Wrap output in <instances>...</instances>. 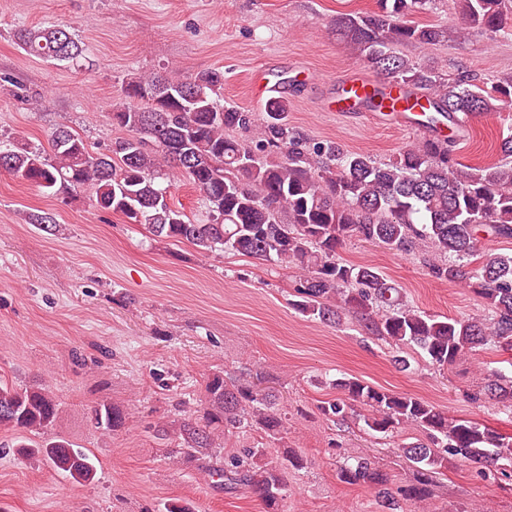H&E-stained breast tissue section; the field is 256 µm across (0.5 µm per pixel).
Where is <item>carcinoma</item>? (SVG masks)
Here are the masks:
<instances>
[{
    "mask_svg": "<svg viewBox=\"0 0 512 512\" xmlns=\"http://www.w3.org/2000/svg\"><path fill=\"white\" fill-rule=\"evenodd\" d=\"M432 0H377V10L336 18V32L354 54L379 75V84L396 83L433 97L425 125L438 128L456 117H486L512 105V77L486 88L476 77L452 78L429 57L409 59L398 47L438 45L448 29L418 25L408 16L427 10ZM465 29L497 32L509 14L505 0H455ZM18 45L41 59L80 66V42L60 27L23 28ZM224 72L195 75L154 73L130 78L126 100L110 113L112 125L127 136L106 151H94L66 127L50 135L51 153L23 139L0 140V171L20 177L48 195L87 191L100 209L121 214L155 236L187 241L199 250L232 251L261 261H276L302 271L288 305L322 322L338 324L356 313L367 328L395 347L394 363L409 368L404 349L417 347L444 367L468 351L492 345L512 355V254L491 256L472 265L479 235L512 238V128L499 143L503 159L483 166L455 158L456 139L427 138L378 164L364 153L329 142H312L288 126L287 104H265L256 136L238 139L234 129H252V113L218 105ZM187 178L204 196L208 220L196 224L170 203L171 178ZM359 238L387 250L422 255L429 274L460 283L482 298L489 318H448L406 304L398 287L377 267L343 262L336 250ZM344 397L320 406L322 415L343 420L349 402L369 408L365 425L377 433L413 426L426 441L402 449L414 468L413 481L396 490L389 474L365 458L343 459L338 478L377 490L381 507L396 512L400 502L431 498L436 467L453 456L492 465L512 463V436L448 415L408 394L390 393L355 377L336 380ZM484 394L512 407V375L489 374ZM200 418L178 424L187 444L184 458L196 461L224 492L254 493L264 512H285L283 471L303 468L301 456L286 451L278 466L264 462L266 449L244 448L223 455L213 431L256 427L273 438L283 421L274 396L253 384L221 375L206 384ZM58 404L41 386L17 389L0 381V427L40 433L53 425ZM95 424L106 431L121 427L122 410L103 404ZM25 455H41L77 483L94 480L90 453L66 440L39 447L16 444Z\"/></svg>",
    "mask_w": 512,
    "mask_h": 512,
    "instance_id": "cac0c4a2",
    "label": "carcinoma"
}]
</instances>
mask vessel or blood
Here are the masks:
<instances>
[{
    "mask_svg": "<svg viewBox=\"0 0 512 512\" xmlns=\"http://www.w3.org/2000/svg\"><path fill=\"white\" fill-rule=\"evenodd\" d=\"M317 83L334 86L336 95L328 102L327 108L333 112H368L378 110L379 114L391 116L404 127L419 128L421 107L424 97L411 94L408 89L398 84L379 87L375 80L362 74L351 72L340 77L313 74ZM381 95L382 105L372 107L374 95Z\"/></svg>",
    "mask_w": 512,
    "mask_h": 512,
    "instance_id": "obj_1",
    "label": "vessel or blood"
}]
</instances>
